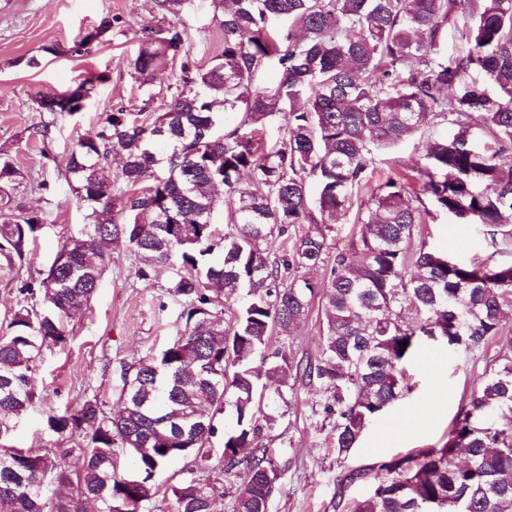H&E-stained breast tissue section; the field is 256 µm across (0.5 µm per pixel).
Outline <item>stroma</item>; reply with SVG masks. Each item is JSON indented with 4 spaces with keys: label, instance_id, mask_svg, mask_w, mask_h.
I'll list each match as a JSON object with an SVG mask.
<instances>
[{
    "label": "stroma",
    "instance_id": "1",
    "mask_svg": "<svg viewBox=\"0 0 512 512\" xmlns=\"http://www.w3.org/2000/svg\"><path fill=\"white\" fill-rule=\"evenodd\" d=\"M111 31L85 43L104 16ZM177 21L188 33L190 68H203L221 52L224 37L213 0H196ZM153 0H0V152L9 154L22 173L14 201L38 212L43 231L27 256L21 275L39 276L51 264L59 245L85 222V211L74 196L66 162L74 143L95 136L106 112H164L181 75L180 65L168 67L151 90L139 87L130 66L138 44L136 32L167 24ZM40 68L26 65L28 58ZM97 79L93 97L75 115L37 111L36 92L61 94L81 82ZM47 125L41 138L33 129ZM447 125L425 126L393 149L373 154L368 188L356 194L350 210L337 218L328 235L323 263L306 277L326 282L337 254H347L364 216L371 188L386 176L403 172L421 158L428 141L445 134ZM459 260L492 259L512 263V240L490 235L481 224L446 220L420 225L412 238L420 245ZM138 260L126 242L112 247L110 264L90 304L67 326L69 344L46 352L39 368L33 405L15 434L21 448H48L55 438L44 431L52 411L99 398L108 411L119 408L124 385L123 364L159 352L185 324L182 298L169 295L174 271L155 268L150 280L138 279ZM324 299L316 297L308 315L288 332L275 336L273 347L286 351L293 363L317 362L322 353ZM512 358V309L506 310L498 335L480 353H449L436 346L420 349L407 367L412 391L373 425L349 454L331 446L333 420L324 411L318 382L296 379L287 393L288 411L264 430L257 447L270 449L277 489L270 512H350L373 489V478L345 484L359 469H378L387 461L441 446L452 420L478 390L486 370Z\"/></svg>",
    "mask_w": 512,
    "mask_h": 512
}]
</instances>
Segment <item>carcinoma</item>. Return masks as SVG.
I'll list each match as a JSON object with an SVG mask.
<instances>
[{
    "mask_svg": "<svg viewBox=\"0 0 512 512\" xmlns=\"http://www.w3.org/2000/svg\"><path fill=\"white\" fill-rule=\"evenodd\" d=\"M164 15L194 0H154ZM224 49L206 68H181L165 112L120 107L68 159L76 203L88 223L61 243L44 276L19 281L24 305L0 337V512H145L158 493L153 477L177 457L187 474L170 486L173 512H217L224 495L233 512H269L277 475L267 454L241 456L288 406L279 388H264L256 363L274 359L283 383L315 378L334 419L332 443L347 454L364 431L412 387L403 370L433 336L449 351L486 347L512 307V263L464 262L444 252H410L420 224L439 216L483 224L512 236V0H218ZM467 16L468 50L443 57L451 13ZM132 60L150 91L163 66L189 54L187 32L170 22L136 33ZM278 71L257 88L256 73ZM86 84L58 97L34 95L40 112L73 115L85 107ZM239 113L226 128L223 115ZM282 120L284 134L266 147L258 136ZM446 122L431 140L417 180V205L401 179L372 191L359 218L354 255L339 254L329 283L297 275L323 262L327 232L369 182L371 156L420 127ZM125 158L112 194L113 150ZM162 175H157L156 171ZM248 174L258 189L241 185ZM20 172L0 159V276L15 278L42 230L35 213L11 212ZM223 185L230 229L213 222ZM308 225L291 247L270 258L262 244ZM123 240L138 255L136 274L150 279L174 263L169 293L188 302L183 332L160 353L123 367V413L87 399L46 417L45 430L81 443L55 448L13 445L33 402L44 351L63 349L66 326L79 316ZM416 273L406 276L408 263ZM325 295V344L318 363L293 365L269 351L274 331L301 322ZM39 298L40 305L27 301ZM240 303L224 325V302ZM407 342L400 348L401 342ZM232 361L231 378L224 363ZM229 409L230 429L219 416ZM512 360L492 369L452 422L446 441L411 458L380 465L372 494L352 512H512ZM222 434V448L213 438ZM129 456L134 471L121 468ZM244 471L237 483L217 477Z\"/></svg>",
    "mask_w": 512,
    "mask_h": 512,
    "instance_id": "carcinoma-1",
    "label": "carcinoma"
}]
</instances>
